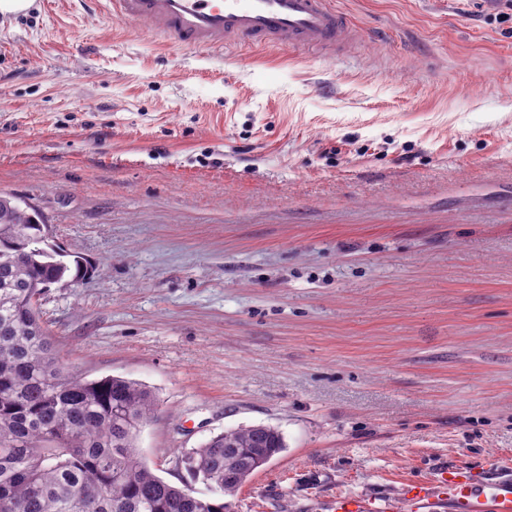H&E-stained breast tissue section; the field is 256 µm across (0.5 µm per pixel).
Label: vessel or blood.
Segmentation results:
<instances>
[{"label":"vessel or blood","mask_w":512,"mask_h":512,"mask_svg":"<svg viewBox=\"0 0 512 512\" xmlns=\"http://www.w3.org/2000/svg\"><path fill=\"white\" fill-rule=\"evenodd\" d=\"M106 13L200 51L288 46L331 51L357 36L333 0H104ZM512 512V476L487 464L481 478L457 467L433 484H412L381 512Z\"/></svg>","instance_id":"vessel-or-blood-1"}]
</instances>
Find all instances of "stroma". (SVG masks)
<instances>
[{
  "label": "stroma",
  "instance_id": "1",
  "mask_svg": "<svg viewBox=\"0 0 512 512\" xmlns=\"http://www.w3.org/2000/svg\"><path fill=\"white\" fill-rule=\"evenodd\" d=\"M334 2L360 35L333 54H206L83 0L0 16V191L98 266L45 292L55 349L155 393L170 483L278 427L228 512L512 469V20Z\"/></svg>",
  "mask_w": 512,
  "mask_h": 512
}]
</instances>
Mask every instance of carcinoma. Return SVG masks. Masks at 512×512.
Masks as SVG:
<instances>
[{
	"mask_svg": "<svg viewBox=\"0 0 512 512\" xmlns=\"http://www.w3.org/2000/svg\"><path fill=\"white\" fill-rule=\"evenodd\" d=\"M14 199L0 192V512H224V497L286 448L283 433L229 430L178 458L210 497L154 474L137 449L154 393L133 379L81 378L61 363L35 296L77 284L88 267Z\"/></svg>",
	"mask_w": 512,
	"mask_h": 512,
	"instance_id": "cac0c4a2",
	"label": "carcinoma"
}]
</instances>
